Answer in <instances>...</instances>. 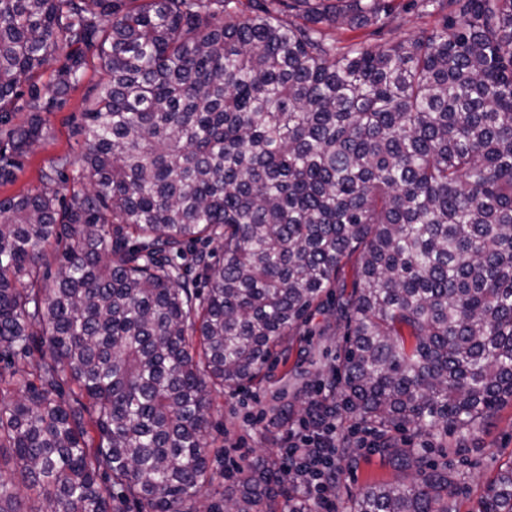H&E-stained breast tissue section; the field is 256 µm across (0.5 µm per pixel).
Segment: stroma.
<instances>
[{"label": "stroma", "instance_id": "obj_1", "mask_svg": "<svg viewBox=\"0 0 512 512\" xmlns=\"http://www.w3.org/2000/svg\"><path fill=\"white\" fill-rule=\"evenodd\" d=\"M429 18L414 12L399 13L393 26L382 34L367 30L336 32L341 41L356 40L373 46L392 39L418 34L431 26ZM61 59L51 60L32 80H23L20 97L11 114V123L21 126L30 116L27 105L31 88H38L49 106L42 112L43 137L19 158L13 176L0 181V199H5L49 185L63 195H70L77 174L75 162L85 150L80 132L84 114L106 81L105 72L96 59H88L79 82L66 95L53 97L52 89L58 80ZM71 161L66 169V181L52 180L53 166L58 158ZM307 335L298 337L289 351L270 362L264 380L246 388L215 395L212 406V426L207 434L211 448V467L218 475L217 482L224 491L235 487L236 462L262 454H278L284 445L286 427L272 426L269 415L281 407H289L292 417L301 414V403L317 382L330 375L336 367L343 338L331 324L328 315H315L309 322ZM378 437H370L366 447L340 449L342 474L336 482V512H350L353 498L365 487L388 482H406L411 472L397 469L377 451ZM434 462H447L462 476L458 496L459 512H474L485 483L501 465L512 460V401L504 404L497 414L481 422L476 435L450 437L446 449H432Z\"/></svg>", "mask_w": 512, "mask_h": 512}]
</instances>
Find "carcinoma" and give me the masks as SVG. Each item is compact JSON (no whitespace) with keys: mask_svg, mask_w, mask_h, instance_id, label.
I'll return each mask as SVG.
<instances>
[{"mask_svg":"<svg viewBox=\"0 0 512 512\" xmlns=\"http://www.w3.org/2000/svg\"><path fill=\"white\" fill-rule=\"evenodd\" d=\"M407 8L434 26L370 48L333 31L395 0H0L1 180L43 132L36 97L10 125L21 78L74 44L108 75L84 189L0 200V512H311L268 458L224 496L206 436L317 312L343 330L326 409L414 472L350 512H458L460 475L388 432L512 401V0ZM477 512H512V461Z\"/></svg>","mask_w":512,"mask_h":512,"instance_id":"1","label":"carcinoma"}]
</instances>
